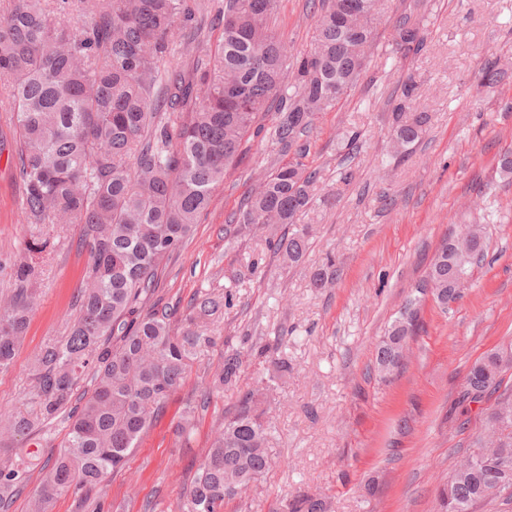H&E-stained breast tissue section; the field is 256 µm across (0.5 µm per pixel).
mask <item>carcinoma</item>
<instances>
[{
    "label": "carcinoma",
    "mask_w": 512,
    "mask_h": 512,
    "mask_svg": "<svg viewBox=\"0 0 512 512\" xmlns=\"http://www.w3.org/2000/svg\"><path fill=\"white\" fill-rule=\"evenodd\" d=\"M277 0H224L217 53L197 57L185 72L170 59L171 40L193 21L186 0H9L0 10V109L10 114L12 159L23 185L21 212L28 224H79L89 265L78 316L66 336L45 343L30 365L27 408L0 413V443L29 438L59 416L67 425L62 448L28 500V512H52L62 495L80 496L120 469L164 404L183 386L188 369L215 343L208 325L231 304L230 294L200 292L180 326L156 308L139 305L157 286L169 259L206 211L245 134L261 112L274 111L272 138L287 164L264 176L224 227L228 238L255 229L283 265H298L309 234L288 232L314 199L318 172L303 163L302 139L314 117L334 107L358 82L382 24L379 0H328L308 50L295 56L269 26ZM394 51L419 54L425 37L412 13L392 22ZM294 78V92L274 99ZM503 71L488 60L475 79L497 85ZM409 80L392 107L391 152L405 156L427 131L430 115L414 104ZM487 242L478 224L448 231L426 272L444 310L462 297ZM35 265H17L15 294L0 304V372L9 369L26 337L37 297ZM336 280L329 263L313 275L315 288ZM418 300L407 299L376 346L373 370L387 381L399 373L397 349L421 330ZM241 351L224 352L205 376L203 399L224 394L243 372ZM512 359L490 353L469 370L463 398L480 402L497 391ZM288 359L239 397L214 431L208 450L179 500V512H223L270 464L268 393L288 374ZM90 378L91 389L79 392ZM490 409L501 421L503 457L512 471V399ZM199 402H189L176 424L188 442ZM39 451L0 448V512L29 480ZM490 469L454 468L446 485L452 502L471 508L507 494L483 492ZM328 502L302 493L283 512H328Z\"/></svg>",
    "instance_id": "obj_1"
}]
</instances>
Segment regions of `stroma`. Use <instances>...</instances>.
<instances>
[{"label": "stroma", "instance_id": "35a3bbf8", "mask_svg": "<svg viewBox=\"0 0 512 512\" xmlns=\"http://www.w3.org/2000/svg\"><path fill=\"white\" fill-rule=\"evenodd\" d=\"M218 2L194 0L202 35L191 51L183 41L174 44L180 69L219 44ZM422 2L424 51L394 53L388 20L410 0H383L386 22L366 70L306 136L304 162L321 181L316 203L298 220L312 232L303 263L282 267L258 233L224 238L228 217L260 175L286 161L270 139L273 117L266 114L258 119L261 133L246 136L239 163L159 272L154 306L182 314L200 292L229 290L234 300L214 323L215 345L201 353L122 470L90 491L108 512H178L212 431L266 374V359L249 358L238 384L200 409L187 443L173 434L182 405L199 400L203 372L216 369L226 350L253 346L287 357L293 370L270 393L272 465L224 512H280L296 490L327 498L331 512H438L439 488L486 424L480 405L460 399L468 370L512 348V181L497 171L500 155L512 151V0ZM317 18L310 0H279L272 26L300 51L309 48ZM493 54L508 75L487 89L475 74ZM410 79L431 121L413 151L399 158L389 148L391 109ZM351 133L359 141L354 150L347 147ZM21 195L15 166L1 153L0 302L12 295L14 265L33 242L50 245L40 256L27 336L13 366L0 372V412L24 409L31 361L44 342L66 335L88 264L79 225L26 223ZM478 219L488 249L461 299L445 311L423 301L422 330L404 369L379 380L373 363L380 336L414 295L449 228ZM329 258L335 284L313 288V273Z\"/></svg>", "mask_w": 512, "mask_h": 512}]
</instances>
